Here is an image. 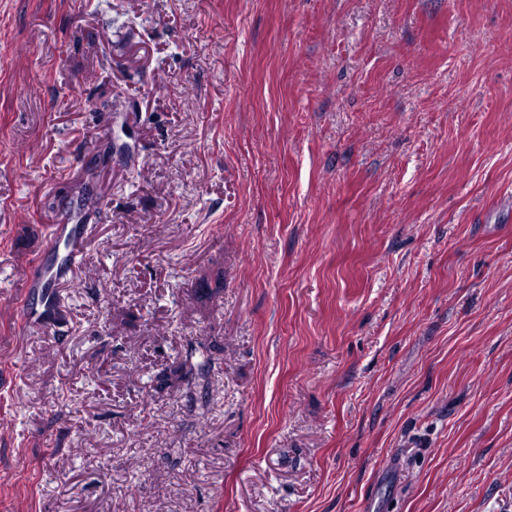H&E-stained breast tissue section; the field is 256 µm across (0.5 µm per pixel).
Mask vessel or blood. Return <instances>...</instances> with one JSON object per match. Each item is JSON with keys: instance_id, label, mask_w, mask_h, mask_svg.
I'll return each instance as SVG.
<instances>
[{"instance_id": "obj_1", "label": "vessel or blood", "mask_w": 512, "mask_h": 512, "mask_svg": "<svg viewBox=\"0 0 512 512\" xmlns=\"http://www.w3.org/2000/svg\"><path fill=\"white\" fill-rule=\"evenodd\" d=\"M54 247L51 263L36 262L28 268L23 288L36 291L37 299L21 308L22 324L27 333L62 332L66 328L60 287L72 281L80 268L88 244L83 224H54L50 227Z\"/></svg>"}]
</instances>
